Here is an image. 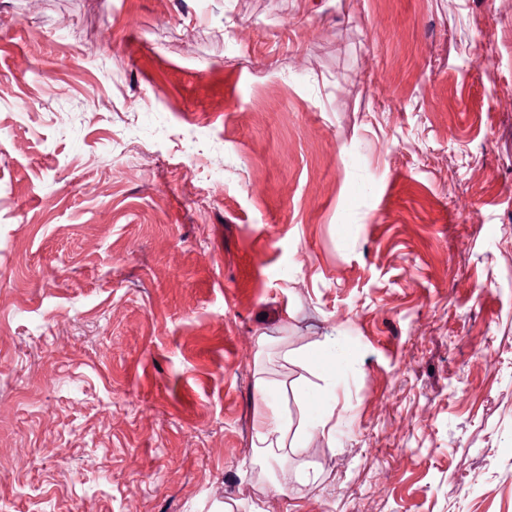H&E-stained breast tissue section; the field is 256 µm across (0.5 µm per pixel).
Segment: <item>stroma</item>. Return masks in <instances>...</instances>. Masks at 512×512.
I'll return each instance as SVG.
<instances>
[{
    "instance_id": "35a3bbf8",
    "label": "stroma",
    "mask_w": 512,
    "mask_h": 512,
    "mask_svg": "<svg viewBox=\"0 0 512 512\" xmlns=\"http://www.w3.org/2000/svg\"><path fill=\"white\" fill-rule=\"evenodd\" d=\"M1 505L512 512V0H0ZM257 405L253 420V446L262 448V450H272V448H286L283 442L285 424L275 410L268 402L267 389L259 384L257 385Z\"/></svg>"
}]
</instances>
